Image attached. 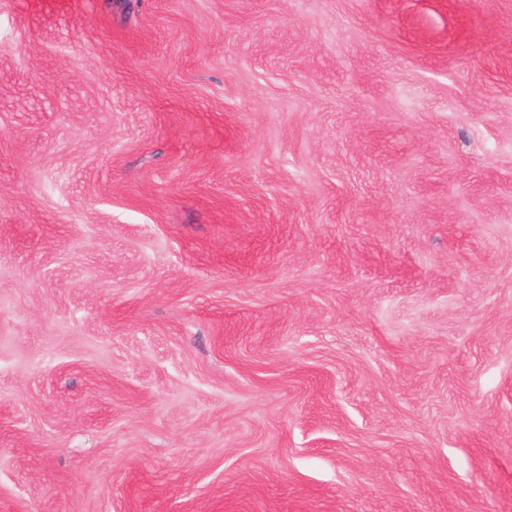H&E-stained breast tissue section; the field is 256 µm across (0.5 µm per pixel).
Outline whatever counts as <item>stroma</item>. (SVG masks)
Masks as SVG:
<instances>
[{
	"instance_id": "obj_1",
	"label": "stroma",
	"mask_w": 512,
	"mask_h": 512,
	"mask_svg": "<svg viewBox=\"0 0 512 512\" xmlns=\"http://www.w3.org/2000/svg\"><path fill=\"white\" fill-rule=\"evenodd\" d=\"M0 512H512V0H0Z\"/></svg>"
}]
</instances>
